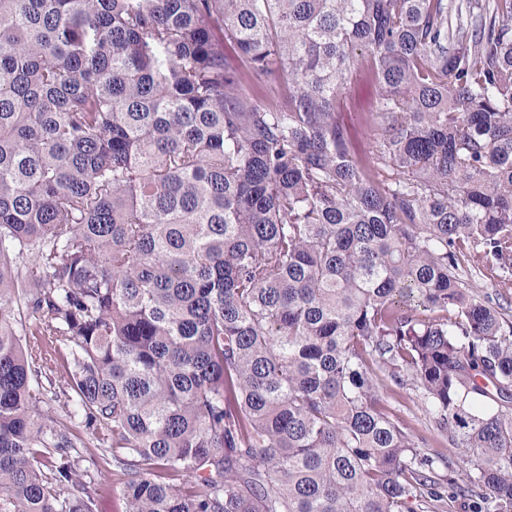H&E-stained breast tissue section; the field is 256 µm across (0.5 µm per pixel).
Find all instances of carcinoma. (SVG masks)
<instances>
[{"label":"carcinoma","mask_w":512,"mask_h":512,"mask_svg":"<svg viewBox=\"0 0 512 512\" xmlns=\"http://www.w3.org/2000/svg\"><path fill=\"white\" fill-rule=\"evenodd\" d=\"M472 270L512 294V0H0V512H93L82 429L126 512H512ZM346 106L343 120L350 128L354 142L361 153H368L374 142V132L366 127L361 116L376 109V96L373 85L364 81L348 83ZM410 387L399 388L385 381L380 394L410 432L430 438L431 447L421 448L424 452L448 456V441L438 435L432 415L426 411L419 393Z\"/></svg>","instance_id":"obj_1"}]
</instances>
